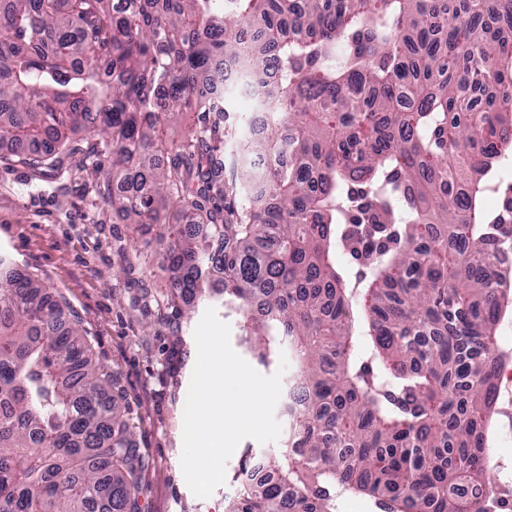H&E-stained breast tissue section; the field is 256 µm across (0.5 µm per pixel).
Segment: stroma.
<instances>
[{
  "label": "stroma",
  "instance_id": "obj_1",
  "mask_svg": "<svg viewBox=\"0 0 512 512\" xmlns=\"http://www.w3.org/2000/svg\"><path fill=\"white\" fill-rule=\"evenodd\" d=\"M58 180L32 170L0 166V255L19 269L38 275L52 292L63 295L86 329L93 353L112 372L114 386L129 411L135 440L146 462L147 489L140 512H227L242 485L250 459L285 450L291 434L288 400L280 398L275 417L278 441L242 440L226 464V482L206 499L188 488L182 468L185 401L196 363L194 330L207 308L231 327L234 351L255 370L273 374L277 357L261 363L246 339L242 314L224 303L219 282H211L208 301L183 319L182 373L172 378L174 339L156 314L134 302L140 289L162 294L171 288L169 273L154 267L144 275L126 274L142 237L100 193L102 175L85 168L82 154L65 161Z\"/></svg>",
  "mask_w": 512,
  "mask_h": 512
}]
</instances>
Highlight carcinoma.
Instances as JSON below:
<instances>
[{
  "mask_svg": "<svg viewBox=\"0 0 512 512\" xmlns=\"http://www.w3.org/2000/svg\"><path fill=\"white\" fill-rule=\"evenodd\" d=\"M0 0V160L40 174L79 153L107 172L112 209L154 234L128 262L175 287L136 302L180 319L224 284L260 362L291 343L306 410L268 478L229 512H487L476 494L508 304L484 251L512 227L484 209L502 187L512 110V0ZM276 64L258 102L269 133L242 136L224 180V80ZM197 123L178 141L165 125ZM252 200L230 209L243 193ZM390 237L350 287L336 264L355 198ZM179 206L189 230L158 223ZM127 410L85 331L44 282L0 258V512H138L145 490Z\"/></svg>",
  "mask_w": 512,
  "mask_h": 512,
  "instance_id": "1",
  "label": "carcinoma"
}]
</instances>
